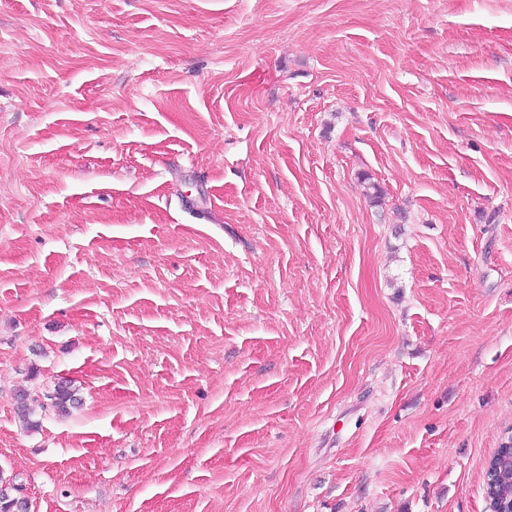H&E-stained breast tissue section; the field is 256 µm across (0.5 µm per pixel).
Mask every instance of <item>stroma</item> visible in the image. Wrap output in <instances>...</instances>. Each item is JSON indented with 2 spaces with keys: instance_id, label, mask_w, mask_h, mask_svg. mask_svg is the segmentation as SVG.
Masks as SVG:
<instances>
[{
  "instance_id": "1",
  "label": "stroma",
  "mask_w": 512,
  "mask_h": 512,
  "mask_svg": "<svg viewBox=\"0 0 512 512\" xmlns=\"http://www.w3.org/2000/svg\"><path fill=\"white\" fill-rule=\"evenodd\" d=\"M511 437L512 0H0L30 512H486ZM45 398L48 399L50 403L45 404L40 402V407L44 411L50 408L59 414L68 413L70 407L80 403L77 389L71 384V381H58L52 393L45 395Z\"/></svg>"
}]
</instances>
